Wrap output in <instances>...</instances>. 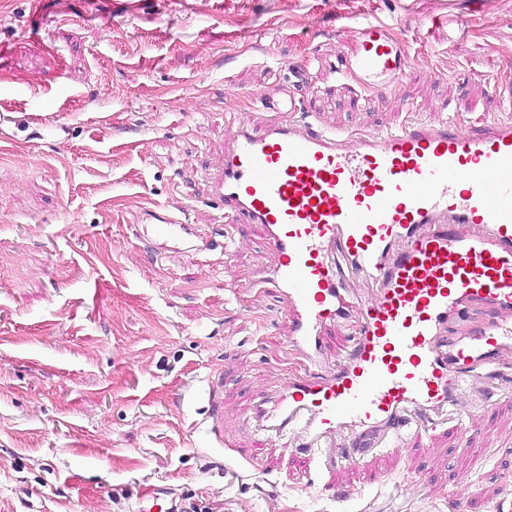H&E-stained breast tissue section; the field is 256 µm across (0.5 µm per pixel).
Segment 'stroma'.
I'll return each instance as SVG.
<instances>
[{"label":"stroma","mask_w":512,"mask_h":512,"mask_svg":"<svg viewBox=\"0 0 512 512\" xmlns=\"http://www.w3.org/2000/svg\"><path fill=\"white\" fill-rule=\"evenodd\" d=\"M42 2L0 0V512L26 495L135 512L149 492L210 512H512V379L489 398L478 373L402 447L352 465L341 428L319 455L276 442L254 473L246 415L304 366L284 304L250 286L275 262L261 228L224 223L205 195L232 117L262 122L294 63L304 114L346 133L512 117V0ZM373 18L410 67L366 91L337 70ZM151 202L185 208L218 248L155 254L136 234Z\"/></svg>","instance_id":"obj_1"}]
</instances>
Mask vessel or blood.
Returning a JSON list of instances; mask_svg holds the SVG:
<instances>
[{"instance_id": "vessel-or-blood-1", "label": "vessel or blood", "mask_w": 512, "mask_h": 512, "mask_svg": "<svg viewBox=\"0 0 512 512\" xmlns=\"http://www.w3.org/2000/svg\"><path fill=\"white\" fill-rule=\"evenodd\" d=\"M343 71L367 88L402 76L410 58L389 27L359 23ZM240 123L207 193L232 224L264 229L277 262L254 285L282 299L287 342L317 364L336 322H356L348 356L321 373L286 378L248 413L260 445L295 438L306 453L352 429L353 448L425 431L470 373L497 390L512 370V119L488 118L470 134L418 119L394 131L348 137L294 119L291 87ZM143 239L189 255L215 243L166 206L143 209ZM371 284L362 302L351 283Z\"/></svg>"}]
</instances>
